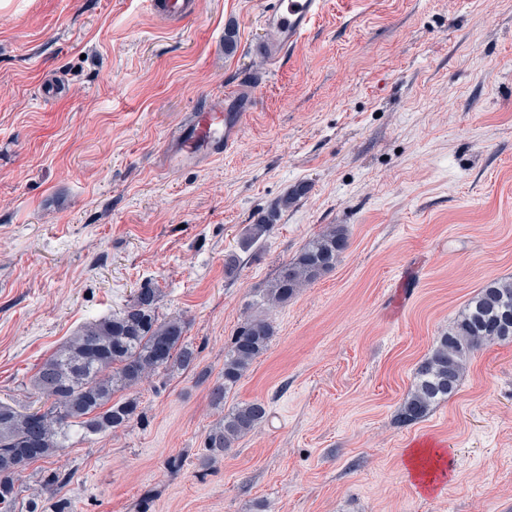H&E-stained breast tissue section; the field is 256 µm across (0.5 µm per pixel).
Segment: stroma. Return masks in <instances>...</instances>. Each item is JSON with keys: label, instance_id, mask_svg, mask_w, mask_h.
Here are the masks:
<instances>
[{"label": "stroma", "instance_id": "obj_1", "mask_svg": "<svg viewBox=\"0 0 512 512\" xmlns=\"http://www.w3.org/2000/svg\"><path fill=\"white\" fill-rule=\"evenodd\" d=\"M261 8L196 0L167 25L148 0H0V402H34L40 365L146 283L201 350L137 387L127 428L28 466L24 490L62 470L73 512H512V342L398 422L436 338L512 282V0H326L274 70ZM233 88L253 92L238 145L168 172L173 131ZM335 224L336 267L262 306ZM264 314L271 343L223 408L268 418L200 466L224 349ZM424 439L444 460L421 477L406 456Z\"/></svg>", "mask_w": 512, "mask_h": 512}]
</instances>
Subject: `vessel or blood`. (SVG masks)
<instances>
[{"instance_id":"b4317fda","label":"vessel or blood","mask_w":512,"mask_h":512,"mask_svg":"<svg viewBox=\"0 0 512 512\" xmlns=\"http://www.w3.org/2000/svg\"><path fill=\"white\" fill-rule=\"evenodd\" d=\"M163 20L181 22L195 12V0H149ZM324 8V0H265L259 16L263 26L276 30L279 41L268 49L273 62L295 48ZM249 95L236 94L226 106L191 113L171 135L167 145L169 164L178 168L222 157L239 142L249 112Z\"/></svg>"}]
</instances>
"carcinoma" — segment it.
Returning a JSON list of instances; mask_svg holds the SVG:
<instances>
[{
	"mask_svg": "<svg viewBox=\"0 0 512 512\" xmlns=\"http://www.w3.org/2000/svg\"><path fill=\"white\" fill-rule=\"evenodd\" d=\"M347 247L341 225L313 237L278 267L265 289V303H288L301 288L331 271ZM158 302L159 290L146 284L120 310L83 323L35 374L38 407L19 410L0 402V512H15L23 492L19 456L33 463L69 448L76 436L92 440L128 427L137 416V386L160 370L195 365L199 351L185 341L186 318L160 317ZM273 335L267 316L244 317L224 351L221 382L211 390L215 407L224 406L228 392L268 349ZM494 341H512V283L498 280L480 289L417 364L400 422H417L433 404L452 397L470 355ZM267 417L260 401L228 409L206 436L202 464L229 451ZM39 498L38 493L27 501L26 512H72L66 497L53 495L42 504Z\"/></svg>",
	"mask_w": 512,
	"mask_h": 512,
	"instance_id": "carcinoma-1",
	"label": "carcinoma"
}]
</instances>
